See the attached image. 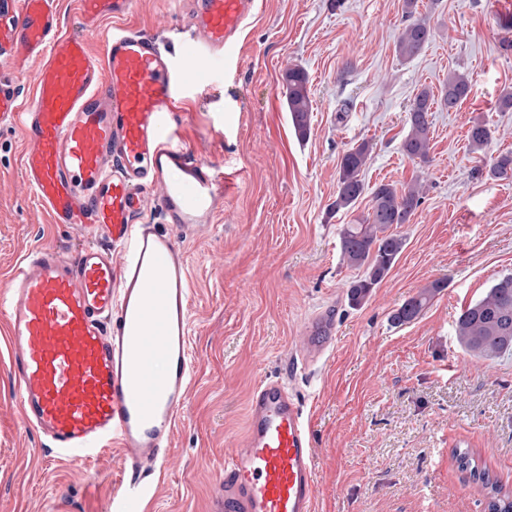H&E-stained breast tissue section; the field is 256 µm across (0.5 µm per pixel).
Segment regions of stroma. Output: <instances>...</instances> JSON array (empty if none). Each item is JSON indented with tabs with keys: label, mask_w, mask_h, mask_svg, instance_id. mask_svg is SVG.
Instances as JSON below:
<instances>
[{
	"label": "stroma",
	"mask_w": 512,
	"mask_h": 512,
	"mask_svg": "<svg viewBox=\"0 0 512 512\" xmlns=\"http://www.w3.org/2000/svg\"><path fill=\"white\" fill-rule=\"evenodd\" d=\"M431 28L402 60L403 0H259L211 84L189 89L181 117L192 151L223 165L235 185L218 223L184 239L191 351L198 368L166 468L147 478L142 512H211L224 448L245 428L246 403L286 366L302 323L336 306V350L291 381L315 439V512H486V492L459 471L469 449L512 494V356L472 358L455 341L462 307L512 272V178L483 168L512 152V37L497 29L512 0H418ZM176 0H136L129 27L181 29ZM308 75L310 132L299 139L283 89L288 68ZM472 91L454 111L434 103L427 162L401 150L407 111L449 72ZM492 140L467 147L473 120ZM368 142L367 187L421 180V205L397 234L405 246L367 301L351 306L357 270L342 263L340 232L367 215L335 211L343 154ZM19 132L0 130V289L35 247L79 249L73 227L49 223L22 182ZM441 290L411 323L393 310L421 289ZM0 320V512H112L123 474L108 449L61 460L22 417Z\"/></svg>",
	"instance_id": "1"
}]
</instances>
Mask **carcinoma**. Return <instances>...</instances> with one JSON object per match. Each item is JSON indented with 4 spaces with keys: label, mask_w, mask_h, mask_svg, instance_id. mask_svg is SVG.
Returning <instances> with one entry per match:
<instances>
[{
    "label": "carcinoma",
    "mask_w": 512,
    "mask_h": 512,
    "mask_svg": "<svg viewBox=\"0 0 512 512\" xmlns=\"http://www.w3.org/2000/svg\"><path fill=\"white\" fill-rule=\"evenodd\" d=\"M407 24L399 36L395 52L403 59L418 56L431 37V29L423 18L415 17L417 0H405ZM308 76L300 68H290L284 75L286 101L292 126L300 139L310 130L311 100ZM471 92L467 75L448 73L444 83L443 101L448 109L461 106ZM433 105L430 91L423 88L416 95L407 114L406 132L401 141L403 153L410 159L425 162L430 153L429 112ZM490 127L482 121L472 122L467 140L469 150L479 153L491 138ZM371 147L363 142L350 148L341 158L338 170L336 210L356 207L366 190L363 172ZM512 173V153L504 154L489 165L486 174L491 178H506ZM423 185L414 181L401 188L393 184H379L371 192L370 209L356 224H345L340 234L342 263L355 269H364V275L350 282L348 300L360 306L373 289L385 278L404 247L403 238L390 232L393 225L405 224L421 203ZM443 287L435 281L395 309L390 320L399 326L412 322L427 306L434 294ZM455 338L458 345L477 360L492 361L506 354L512 355V273L495 281L479 299L461 309L455 320ZM461 470L479 481L488 490L487 512H512V496L490 474L479 469L473 455L464 449L456 453Z\"/></svg>",
    "instance_id": "1"
}]
</instances>
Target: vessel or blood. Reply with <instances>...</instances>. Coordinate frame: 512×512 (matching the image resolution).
<instances>
[{
	"label": "vessel or blood",
	"mask_w": 512,
	"mask_h": 512,
	"mask_svg": "<svg viewBox=\"0 0 512 512\" xmlns=\"http://www.w3.org/2000/svg\"><path fill=\"white\" fill-rule=\"evenodd\" d=\"M134 0H76L81 32L58 0H0V128L19 130L21 175L50 223L90 243L29 251L0 291L9 359L26 422L57 455L89 461L118 449L127 477L113 512H139L146 478L169 460L196 365L181 237L214 224L232 177L186 145V91L211 83L237 50L256 0H189L177 52L125 26ZM115 21L94 57L86 34ZM35 66L33 100L21 78ZM158 210L175 233L143 223ZM336 348L331 311L315 312L289 349L290 369ZM315 442L298 398L261 380L246 427L225 451L213 512H314Z\"/></svg>",
	"instance_id": "b4317fda"
}]
</instances>
